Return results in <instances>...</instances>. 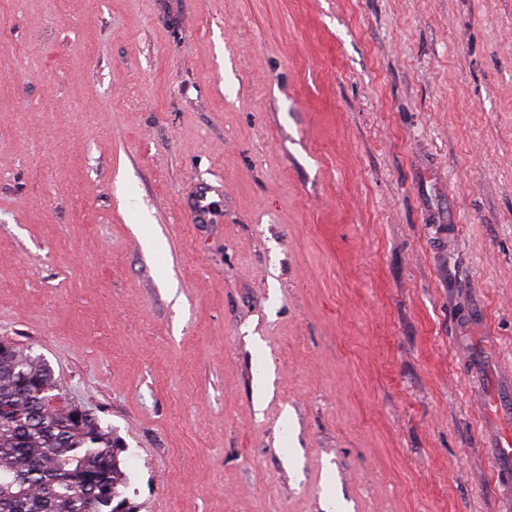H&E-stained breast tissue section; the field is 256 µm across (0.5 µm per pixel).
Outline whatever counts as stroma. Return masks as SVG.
I'll use <instances>...</instances> for the list:
<instances>
[{
    "label": "stroma",
    "mask_w": 512,
    "mask_h": 512,
    "mask_svg": "<svg viewBox=\"0 0 512 512\" xmlns=\"http://www.w3.org/2000/svg\"><path fill=\"white\" fill-rule=\"evenodd\" d=\"M3 336L138 512H512V0H0Z\"/></svg>",
    "instance_id": "obj_1"
}]
</instances>
